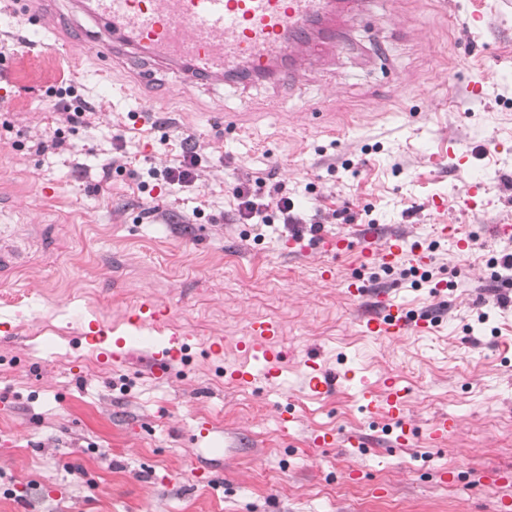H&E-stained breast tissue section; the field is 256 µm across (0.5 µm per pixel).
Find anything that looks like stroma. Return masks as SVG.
I'll return each instance as SVG.
<instances>
[{
    "instance_id": "1",
    "label": "stroma",
    "mask_w": 512,
    "mask_h": 512,
    "mask_svg": "<svg viewBox=\"0 0 512 512\" xmlns=\"http://www.w3.org/2000/svg\"><path fill=\"white\" fill-rule=\"evenodd\" d=\"M477 9L485 23L466 26ZM25 36L21 22L0 26V318L14 327L0 332V512H512V482L494 478L512 472V306L497 303L491 263L512 247L493 231L512 225V0H369L340 54L288 100L268 82L182 97L173 72L124 92L69 67L63 46L18 52ZM65 105L83 122H65ZM187 139L196 185L149 197ZM475 179L483 201L471 209ZM243 180L262 198L283 187L299 223L261 236L239 222ZM373 225L431 250L440 293L360 265ZM291 234L309 253H284ZM336 236L346 252L315 249ZM353 276L429 314L432 333L363 335L368 306L344 295ZM147 298L166 310L160 341H188L162 377L142 346L111 366L85 339L95 323L124 335ZM256 320L281 327L278 380L234 347ZM311 358L408 387L409 446H392L393 423L362 412L354 389L310 396ZM228 365L258 376L237 386ZM443 414L461 425L436 445L426 431ZM317 431H359L367 446L316 451Z\"/></svg>"
}]
</instances>
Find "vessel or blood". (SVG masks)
<instances>
[{"instance_id": "vessel-or-blood-1", "label": "vessel or blood", "mask_w": 512, "mask_h": 512, "mask_svg": "<svg viewBox=\"0 0 512 512\" xmlns=\"http://www.w3.org/2000/svg\"><path fill=\"white\" fill-rule=\"evenodd\" d=\"M16 15L24 24L29 43H40L56 29L54 0H14ZM77 13L95 19L105 37L98 42L102 61L122 60L152 76L176 71L182 76L181 90L188 93L200 83L241 84L254 80L277 82L308 65L322 49L317 31L332 32L334 8L330 0H70ZM361 254L365 265L382 269L406 261L416 269L432 265L430 252L405 250L402 239L391 237L377 243L366 237ZM347 299L373 300L374 315L362 324L363 334L395 339L408 331L430 332L426 319L414 316L387 291H371L355 278L345 288ZM166 316L165 309L147 300L129 316L132 338L107 343L104 329H91L89 343L95 344L105 363L121 359L127 342L148 346V365L153 375L167 373L180 360L181 348L156 346L151 336ZM280 327L273 321H254L240 347L262 363L267 378L280 374L281 353L274 342ZM306 389L315 396L326 394L339 383L354 384L363 407L375 417L396 422L399 445L412 441L414 427L407 415L410 394L396 383L375 391L352 376L336 378L322 371L315 361L306 363ZM315 448L335 445L357 449L361 438L347 432H325L313 439Z\"/></svg>"}]
</instances>
